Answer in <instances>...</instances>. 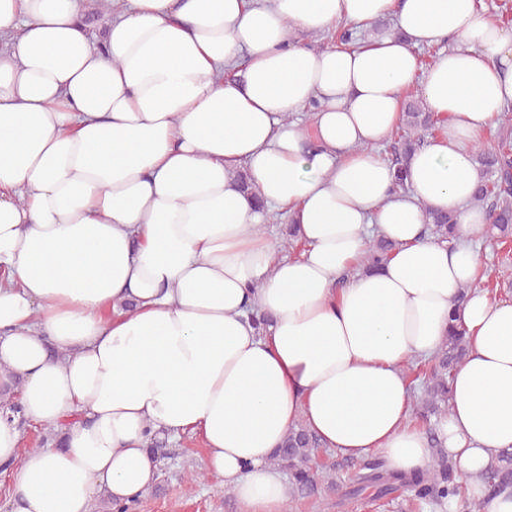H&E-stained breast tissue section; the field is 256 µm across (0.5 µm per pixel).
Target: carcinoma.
I'll list each match as a JSON object with an SVG mask.
<instances>
[{
	"mask_svg": "<svg viewBox=\"0 0 512 512\" xmlns=\"http://www.w3.org/2000/svg\"><path fill=\"white\" fill-rule=\"evenodd\" d=\"M439 119L426 111L422 101L409 99L402 112L398 127V140L392 145L390 164L395 167L396 186L404 188L403 173L411 155L424 145L425 134L436 129ZM497 143L482 144L476 150L479 172L474 204L486 209L489 222L485 235L502 243L512 238V117L504 114ZM427 230L440 241L450 244L457 239L455 215L448 212L428 213ZM396 249L395 243L377 237L369 245L364 260L368 271L382 267ZM449 332L439 350L424 363L422 395L413 398V412L440 417L447 415L450 407L448 381L454 370L468 355V341L464 332L449 318ZM428 445L435 449L430 466L413 475L387 468L382 461H367L349 478L342 498L334 503L323 501V509L340 508L344 500L371 491L377 498L387 497L399 490L410 494L425 506H440L462 493L461 474L456 464L442 450V442L435 429H429ZM320 439L304 424H296L273 455V463L286 468L291 474L290 486L308 493H315L322 485L334 487L338 476L332 469L314 462ZM486 489L495 492L512 486V452L497 454L490 466L481 474Z\"/></svg>",
	"mask_w": 512,
	"mask_h": 512,
	"instance_id": "1",
	"label": "carcinoma"
}]
</instances>
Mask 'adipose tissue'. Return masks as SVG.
Returning <instances> with one entry per match:
<instances>
[{
    "label": "adipose tissue",
    "mask_w": 512,
    "mask_h": 512,
    "mask_svg": "<svg viewBox=\"0 0 512 512\" xmlns=\"http://www.w3.org/2000/svg\"><path fill=\"white\" fill-rule=\"evenodd\" d=\"M104 2L98 39L86 0H0V389L36 424L75 420L24 452L0 415L15 512L136 498L158 479L151 440L188 432L241 512H284L271 457L299 423L343 457L423 470L404 366L452 314L469 353L436 430L463 501L512 512V487L479 478L512 450V302L477 286L471 202L475 150L512 104V31L480 0ZM389 17L355 48L300 40ZM415 87L443 124L399 190L378 146ZM276 211L299 256L266 233ZM432 211L457 214L455 246L425 233ZM375 236L397 248L367 273Z\"/></svg>",
    "instance_id": "adipose-tissue-1"
}]
</instances>
